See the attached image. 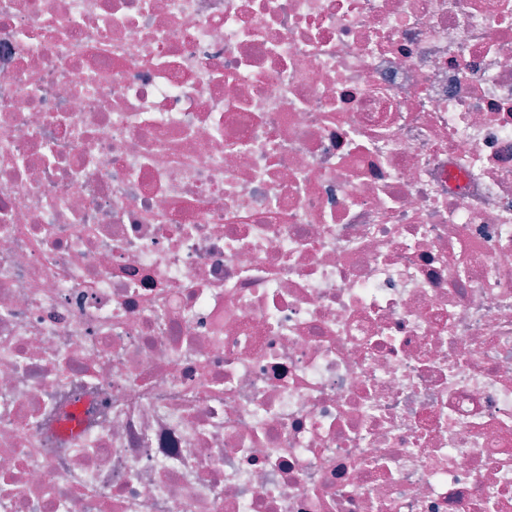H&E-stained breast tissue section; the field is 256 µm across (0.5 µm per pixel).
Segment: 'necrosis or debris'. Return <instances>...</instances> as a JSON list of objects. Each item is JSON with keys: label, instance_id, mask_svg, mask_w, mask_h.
<instances>
[{"label": "necrosis or debris", "instance_id": "1", "mask_svg": "<svg viewBox=\"0 0 512 512\" xmlns=\"http://www.w3.org/2000/svg\"><path fill=\"white\" fill-rule=\"evenodd\" d=\"M0 512H512V0H0Z\"/></svg>", "mask_w": 512, "mask_h": 512}]
</instances>
